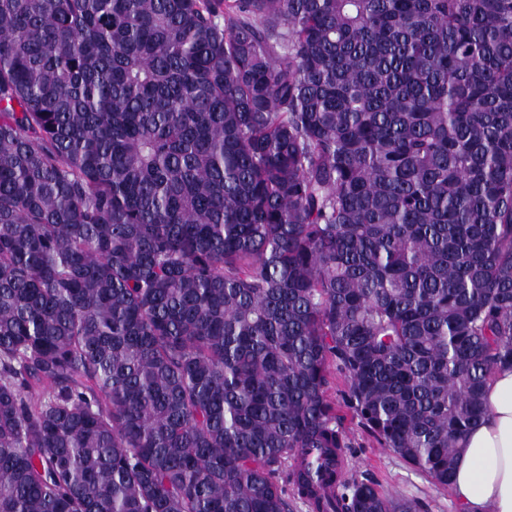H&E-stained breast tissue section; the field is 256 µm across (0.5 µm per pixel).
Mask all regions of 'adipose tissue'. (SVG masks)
<instances>
[{
  "mask_svg": "<svg viewBox=\"0 0 512 512\" xmlns=\"http://www.w3.org/2000/svg\"><path fill=\"white\" fill-rule=\"evenodd\" d=\"M487 415L466 437L450 486L462 512H512V369L491 375Z\"/></svg>",
  "mask_w": 512,
  "mask_h": 512,
  "instance_id": "adipose-tissue-1",
  "label": "adipose tissue"
}]
</instances>
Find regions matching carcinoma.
Here are the masks:
<instances>
[{
	"instance_id": "obj_1",
	"label": "carcinoma",
	"mask_w": 512,
	"mask_h": 512,
	"mask_svg": "<svg viewBox=\"0 0 512 512\" xmlns=\"http://www.w3.org/2000/svg\"><path fill=\"white\" fill-rule=\"evenodd\" d=\"M505 366L512 0H0V512H419L336 374L446 488Z\"/></svg>"
}]
</instances>
